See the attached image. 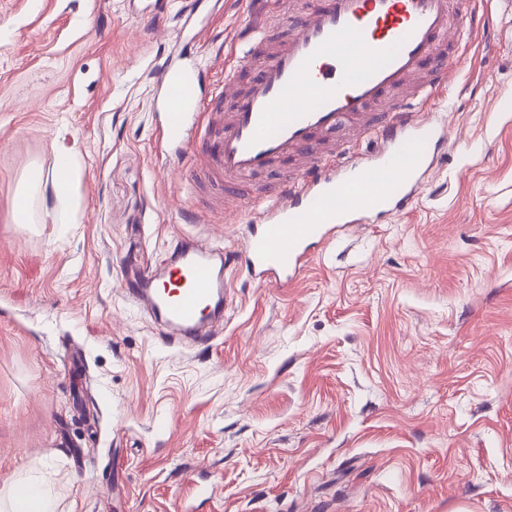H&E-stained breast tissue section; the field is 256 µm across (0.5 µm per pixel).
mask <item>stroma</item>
Instances as JSON below:
<instances>
[{
    "label": "stroma",
    "instance_id": "35a3bbf8",
    "mask_svg": "<svg viewBox=\"0 0 512 512\" xmlns=\"http://www.w3.org/2000/svg\"><path fill=\"white\" fill-rule=\"evenodd\" d=\"M478 2L500 44L448 43L460 79L430 115L451 139L413 202L276 288L242 263L248 213L183 191L201 149L159 152L150 80L184 53L256 68L258 0H0L1 492L46 481L60 512H512V9ZM62 144L70 220L47 224ZM188 240L223 250L232 287L206 341L124 285ZM72 155L73 151L67 147H63L59 153L58 164L64 162L67 172L65 176L57 174L54 180V190L58 196H67L71 191L72 175L75 170V162Z\"/></svg>",
    "mask_w": 512,
    "mask_h": 512
}]
</instances>
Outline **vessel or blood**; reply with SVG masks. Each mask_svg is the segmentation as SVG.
Wrapping results in <instances>:
<instances>
[{
  "label": "vessel or blood",
  "mask_w": 512,
  "mask_h": 512,
  "mask_svg": "<svg viewBox=\"0 0 512 512\" xmlns=\"http://www.w3.org/2000/svg\"><path fill=\"white\" fill-rule=\"evenodd\" d=\"M265 28L287 27V38L256 39L264 66L240 79L238 66L211 80L197 58L156 70L157 106L165 115L160 149L205 146L224 200L254 211L243 254L252 280L288 287L309 261V247L340 224L365 223L372 213H398L414 199L448 127L425 121L400 93L430 102L458 66L439 49L451 32L448 0H316L292 15L288 0H261ZM363 136L382 147L345 159ZM427 143L416 164L396 170L408 145ZM293 169L274 187L244 195L240 180L277 160ZM221 253L186 244L154 272H133L131 294L182 336H205L226 302Z\"/></svg>",
  "instance_id": "vessel-or-blood-1"
}]
</instances>
